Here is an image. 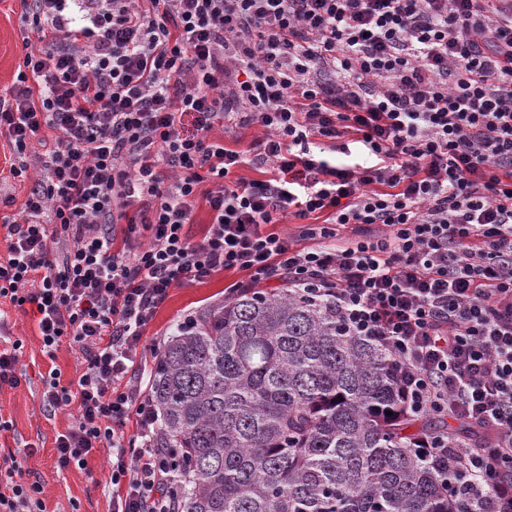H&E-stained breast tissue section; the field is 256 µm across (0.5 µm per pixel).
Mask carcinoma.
Here are the masks:
<instances>
[{
  "label": "carcinoma",
  "instance_id": "obj_1",
  "mask_svg": "<svg viewBox=\"0 0 512 512\" xmlns=\"http://www.w3.org/2000/svg\"><path fill=\"white\" fill-rule=\"evenodd\" d=\"M149 397L177 512H475L412 450L389 357L286 288L175 324Z\"/></svg>",
  "mask_w": 512,
  "mask_h": 512
}]
</instances>
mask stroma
I'll return each instance as SVG.
<instances>
[{
  "instance_id": "obj_1",
  "label": "stroma",
  "mask_w": 512,
  "mask_h": 512,
  "mask_svg": "<svg viewBox=\"0 0 512 512\" xmlns=\"http://www.w3.org/2000/svg\"><path fill=\"white\" fill-rule=\"evenodd\" d=\"M22 10L21 0H0V94L11 90L24 69L28 30L21 20ZM13 162L9 136L0 133V218L17 217L30 190L41 177L40 169L34 164L25 175L13 176ZM248 280L247 274L221 271L204 282L172 289L146 328L136 357L133 384L142 392H149L150 368L155 353L175 323L223 301L224 290L229 284ZM0 321L5 324L7 337L22 339L24 344L17 365L20 385L0 388V416L13 423L12 431L0 434V453L34 446L35 452L28 457L26 466L42 484L46 512H72L76 506L81 512H112V488L101 481L106 454H97L83 470L73 467L60 472L53 463L55 440L72 424L77 408L72 405L51 416L43 413L42 377L56 368L61 371L64 382H77L81 365L75 351L64 344L54 356H46L36 322L3 298H0Z\"/></svg>"
}]
</instances>
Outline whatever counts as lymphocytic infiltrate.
Here are the masks:
<instances>
[{
    "label": "lymphocytic infiltrate",
    "instance_id": "f902f5d3",
    "mask_svg": "<svg viewBox=\"0 0 512 512\" xmlns=\"http://www.w3.org/2000/svg\"><path fill=\"white\" fill-rule=\"evenodd\" d=\"M149 2L27 0L31 34L53 38L0 96L14 176L31 136L56 133L0 260V298L30 308L44 353L80 358L76 385L43 379L44 411L78 406L56 470L111 450L112 512H175L174 456L125 378L171 288L244 271L385 351L407 414L463 427L419 434L417 453L484 512H512V0ZM186 112L261 128L257 153L183 136ZM246 162L273 174L232 179ZM320 214L321 243L271 230ZM352 224L381 233L335 243ZM34 451L0 455V512H44Z\"/></svg>",
    "mask_w": 512,
    "mask_h": 512
}]
</instances>
